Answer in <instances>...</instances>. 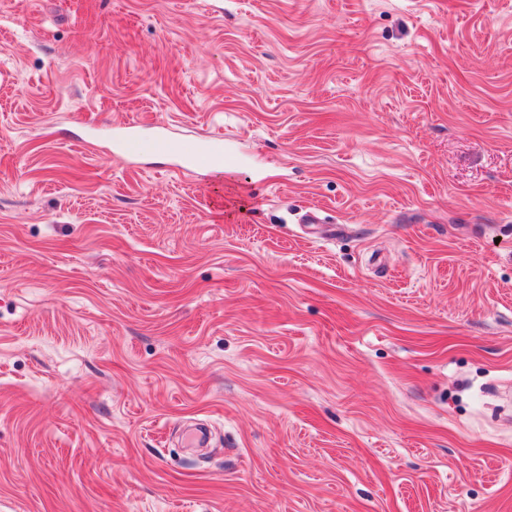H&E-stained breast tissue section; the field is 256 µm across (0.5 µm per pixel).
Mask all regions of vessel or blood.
I'll list each match as a JSON object with an SVG mask.
<instances>
[{
    "mask_svg": "<svg viewBox=\"0 0 512 512\" xmlns=\"http://www.w3.org/2000/svg\"><path fill=\"white\" fill-rule=\"evenodd\" d=\"M112 150L116 155L127 159L139 157L147 152L166 154L173 151L188 167L202 171L239 160L238 154L230 150L226 151L219 147L205 150L195 144L179 148L164 134L160 133L153 138L145 139L132 128L113 132Z\"/></svg>",
    "mask_w": 512,
    "mask_h": 512,
    "instance_id": "obj_1",
    "label": "vessel or blood"
}]
</instances>
